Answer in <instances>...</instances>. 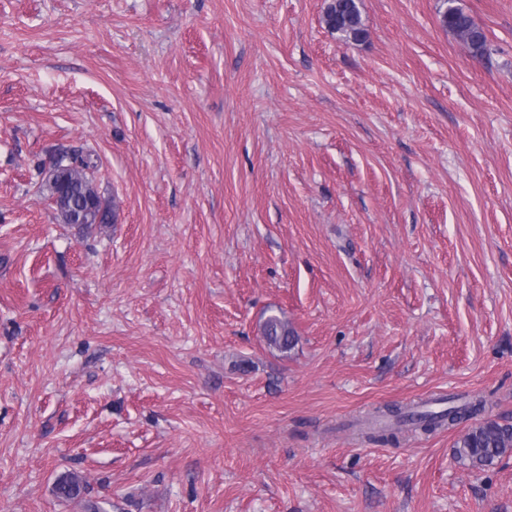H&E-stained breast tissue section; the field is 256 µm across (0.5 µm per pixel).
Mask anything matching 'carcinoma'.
Listing matches in <instances>:
<instances>
[{
	"mask_svg": "<svg viewBox=\"0 0 512 512\" xmlns=\"http://www.w3.org/2000/svg\"><path fill=\"white\" fill-rule=\"evenodd\" d=\"M442 12L440 21L450 32L462 39L472 50L474 56L483 55L487 46L485 30L462 9L451 5ZM323 20L326 26L344 40L358 42L365 36L361 12L357 0H331L327 5ZM96 168L90 159L63 155L58 179L46 188L50 195L63 196L66 206L57 210L61 223L68 224L72 215L86 210L92 220L100 224L112 223L114 212L111 209L100 210L98 191L94 184L93 170ZM262 336L266 344L282 353L295 346L296 335L288 321L276 315L269 316L262 327ZM482 401L469 402L461 407L450 406L438 412H411L405 414L400 409H392L397 419L406 418L414 422L422 431L428 433L445 424L453 425L458 420L475 414L480 410ZM512 453V426L497 422H484L465 433L455 444L454 454L462 463L472 468L482 469L494 464L503 456ZM56 493L64 500L82 497L84 486L70 475L57 481Z\"/></svg>",
	"mask_w": 512,
	"mask_h": 512,
	"instance_id": "cac0c4a2",
	"label": "carcinoma"
}]
</instances>
